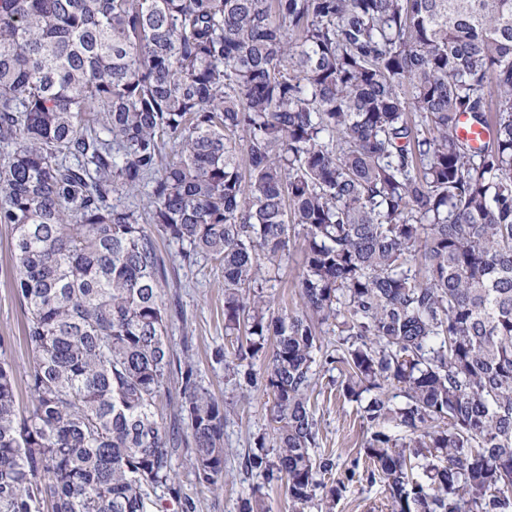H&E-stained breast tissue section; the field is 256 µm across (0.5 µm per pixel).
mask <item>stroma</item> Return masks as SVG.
Wrapping results in <instances>:
<instances>
[{"instance_id":"obj_1","label":"stroma","mask_w":512,"mask_h":512,"mask_svg":"<svg viewBox=\"0 0 512 512\" xmlns=\"http://www.w3.org/2000/svg\"><path fill=\"white\" fill-rule=\"evenodd\" d=\"M11 229L0 224V336L11 342L9 359L18 381H25L32 363L23 336L24 310L16 296L10 256ZM302 238H293L282 268L264 285L265 292L297 307L295 277L301 262ZM168 297L180 304L173 315L168 336L174 349L190 340L195 365L215 397L223 402L228 416L224 422V482L221 489L211 491L196 483L183 462H176L180 492L192 504V512H238L242 498L254 488H262L267 512H289L288 497L283 487H268L256 472L245 471L242 462L256 436L269 433L272 403L262 393L250 391L228 380L224 365L218 362L216 350H231L233 339L224 333V272L213 262H201L187 270L176 266L169 272ZM341 373L335 366L322 368L316 379L310 402L319 425L317 454L336 460L337 472L351 468L360 448L371 434L357 403L339 396L330 386Z\"/></svg>"}]
</instances>
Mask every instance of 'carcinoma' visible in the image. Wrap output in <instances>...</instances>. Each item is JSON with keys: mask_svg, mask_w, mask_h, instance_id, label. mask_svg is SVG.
Instances as JSON below:
<instances>
[{"mask_svg": "<svg viewBox=\"0 0 512 512\" xmlns=\"http://www.w3.org/2000/svg\"><path fill=\"white\" fill-rule=\"evenodd\" d=\"M0 142L33 356L23 412L0 339V512H165L181 448L221 487L161 240L224 269L215 357L272 397L244 466L290 512L345 488L312 452L319 354L368 394L350 475L380 512H512V0H0ZM296 236L290 311L256 284Z\"/></svg>", "mask_w": 512, "mask_h": 512, "instance_id": "carcinoma-1", "label": "carcinoma"}]
</instances>
